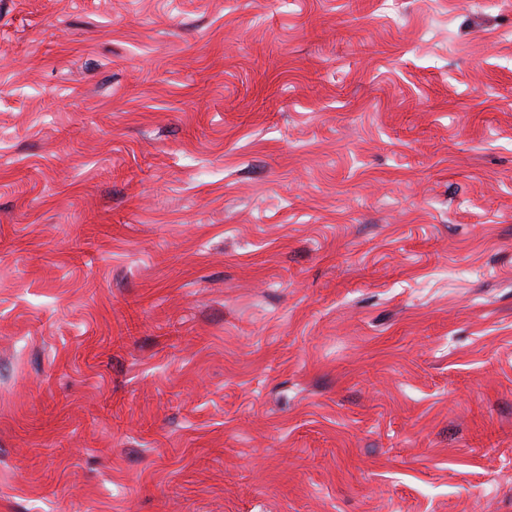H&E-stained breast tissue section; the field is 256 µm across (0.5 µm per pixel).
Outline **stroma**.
I'll use <instances>...</instances> for the list:
<instances>
[{
  "mask_svg": "<svg viewBox=\"0 0 512 512\" xmlns=\"http://www.w3.org/2000/svg\"><path fill=\"white\" fill-rule=\"evenodd\" d=\"M0 512H512V0H0Z\"/></svg>",
  "mask_w": 512,
  "mask_h": 512,
  "instance_id": "obj_1",
  "label": "stroma"
}]
</instances>
